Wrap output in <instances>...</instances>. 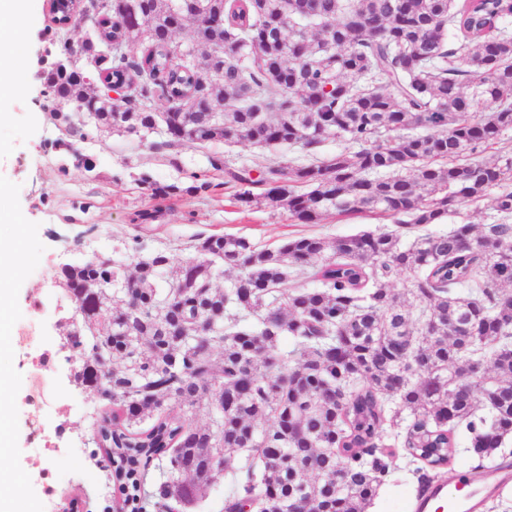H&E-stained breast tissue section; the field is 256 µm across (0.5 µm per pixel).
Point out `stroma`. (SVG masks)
I'll use <instances>...</instances> for the list:
<instances>
[{"label": "stroma", "instance_id": "35a3bbf8", "mask_svg": "<svg viewBox=\"0 0 512 512\" xmlns=\"http://www.w3.org/2000/svg\"><path fill=\"white\" fill-rule=\"evenodd\" d=\"M26 12L16 29L26 48L14 66L13 98L0 102V237H16L21 251L41 258V265L14 271L8 306L10 328L28 324L35 334L27 348L13 339L0 345V369L9 382L0 390L10 412V451L4 464L28 483L27 496L17 498L19 512L37 506L39 512H61L66 499L79 498L83 512H114L122 498L101 463L93 441L92 420L101 408L98 395L76 387L68 378L70 365L59 349L55 323L63 315L57 300L63 290L53 279L59 266L72 257L95 253L132 263L127 245L140 238L144 251L165 249L176 258L192 257L197 235H236L261 248L275 247L299 236H318L327 242L378 229L393 230L391 219L367 213L344 218L328 214L315 224L293 219L283 207L241 203V186L229 181L227 170H248L252 175L271 166L303 165L347 149L343 140L330 139L314 151L297 145H256L249 142H215L205 146L171 147L162 132L130 136L101 133L82 145L94 161L92 171L71 167L65 153L51 144L61 132L43 110L38 59L48 47L42 32L50 23L47 0H26ZM220 155L224 168L210 171L208 158ZM209 171L212 189L188 193L190 173ZM150 174L161 184L181 187V194L152 198L140 174ZM88 203L79 211L78 203ZM155 211L154 219L140 224L138 212ZM47 311L34 312V301ZM51 368L52 384L44 394V409L30 400L36 391L33 372ZM55 432L60 451H40L31 430ZM81 458L71 466L63 447Z\"/></svg>", "mask_w": 512, "mask_h": 512}]
</instances>
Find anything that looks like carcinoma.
<instances>
[{
	"label": "carcinoma",
	"mask_w": 512,
	"mask_h": 512,
	"mask_svg": "<svg viewBox=\"0 0 512 512\" xmlns=\"http://www.w3.org/2000/svg\"><path fill=\"white\" fill-rule=\"evenodd\" d=\"M170 2L136 0L134 16L119 0L50 3L46 36L61 48L47 51L38 78L64 134L52 148L74 167L94 168L81 143L99 131H149L156 115L145 101L158 97L171 145H357L257 180L232 174L246 186L240 201L285 205L303 224L370 212L418 228L488 197L500 218L512 216V156L465 159L512 129V0H318L302 19L287 17L284 0H202L212 23L183 25L201 70L170 34ZM90 15L97 34L72 64L65 35ZM374 16L378 31L364 26ZM114 81L130 87L121 102L107 92ZM481 104L489 112L477 118ZM216 106L231 107L228 117ZM140 182L155 198L180 192L146 173ZM134 243L131 267L94 255L58 275L72 306L60 349L79 359L71 381L103 393L96 444L131 512H144L152 469L166 474L159 512L194 503L221 475L224 512H289L299 499L307 512H366L399 481L397 445L424 463L412 470L419 498L461 433L475 470L504 468L512 224H460L407 247L389 231L263 249L244 236H199L181 260L164 249L141 257ZM217 262L237 271L227 287L213 283ZM402 273L419 303L416 329L390 287ZM111 278L133 281L130 296H110ZM291 278L317 287H290ZM478 360L487 367L474 374ZM463 376L471 395L461 398ZM202 405L214 411L208 427L193 421Z\"/></svg>",
	"instance_id": "1"
}]
</instances>
